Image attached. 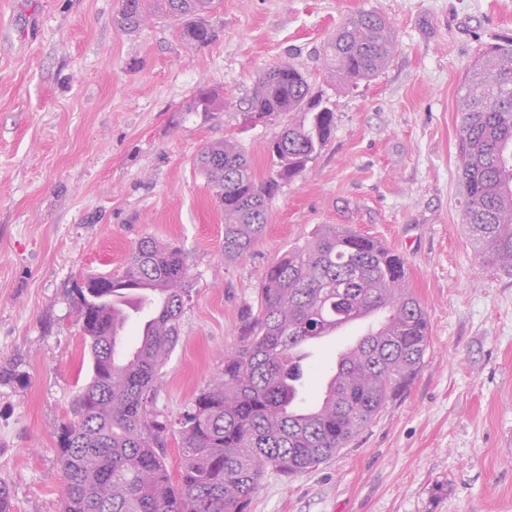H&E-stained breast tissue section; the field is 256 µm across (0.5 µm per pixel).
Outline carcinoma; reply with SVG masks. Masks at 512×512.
I'll return each instance as SVG.
<instances>
[{
  "label": "carcinoma",
  "instance_id": "cac0c4a2",
  "mask_svg": "<svg viewBox=\"0 0 512 512\" xmlns=\"http://www.w3.org/2000/svg\"><path fill=\"white\" fill-rule=\"evenodd\" d=\"M191 44H210L216 0H121L115 25L138 31L148 4ZM395 48L387 21L373 11L352 18L325 46L330 67L356 84L374 77ZM220 97L199 89L190 112H218ZM303 112L306 120L278 126L259 173L239 145L215 141L196 165L224 212V258L247 257L270 223L282 184L299 177L331 139L334 112L308 77L290 63L268 67L248 99L256 120ZM459 159L465 187L463 224L475 250L512 271V38L474 60L459 90ZM402 258L386 259L373 239L340 225L316 230L260 274V305L249 313L241 344L224 369L177 418L181 466L165 463L167 426L154 413L161 371L176 348L192 298L182 249L151 237L133 247L124 267L89 276L75 288L78 317L90 341L92 376L74 418L56 432L65 484L60 512H247L267 465L290 475L312 469L359 434L423 362L428 320L403 279ZM142 313L133 359L122 357L109 324ZM387 326L342 364L338 388L313 407H299L304 384L298 349L352 318L372 311ZM17 358L0 359V385H23Z\"/></svg>",
  "mask_w": 512,
  "mask_h": 512
}]
</instances>
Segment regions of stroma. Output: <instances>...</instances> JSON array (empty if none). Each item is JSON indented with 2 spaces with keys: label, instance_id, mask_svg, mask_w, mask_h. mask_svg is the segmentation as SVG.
I'll list each match as a JSON object with an SVG mask.
<instances>
[{
  "label": "stroma",
  "instance_id": "obj_1",
  "mask_svg": "<svg viewBox=\"0 0 512 512\" xmlns=\"http://www.w3.org/2000/svg\"><path fill=\"white\" fill-rule=\"evenodd\" d=\"M121 0H0V358L27 386L0 385V480L13 512H59L56 431L91 376L73 290L121 269L143 237L184 250L194 278L181 339L157 384L176 419L241 336L262 270L324 224L401 254L427 314L424 361L346 448L306 472L266 470L248 512H512V272L462 227L458 90L484 48L512 36V0H221L216 41L167 19L126 34ZM374 11L395 49L351 85L327 38ZM290 62L333 110L332 138L282 184L246 259L224 258V215L193 160L236 140L265 171L277 126L244 118L269 65ZM200 88L219 112H186Z\"/></svg>",
  "mask_w": 512,
  "mask_h": 512
}]
</instances>
